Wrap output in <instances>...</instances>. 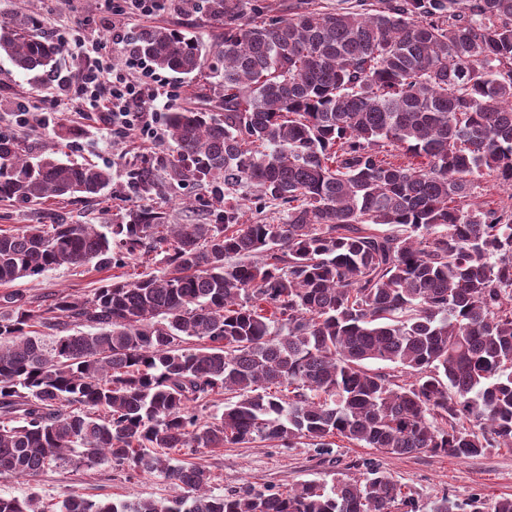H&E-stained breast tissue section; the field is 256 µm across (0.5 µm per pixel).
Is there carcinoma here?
<instances>
[{
  "label": "carcinoma",
  "instance_id": "1",
  "mask_svg": "<svg viewBox=\"0 0 512 512\" xmlns=\"http://www.w3.org/2000/svg\"><path fill=\"white\" fill-rule=\"evenodd\" d=\"M222 30L216 62L193 36L146 26L156 69L217 79L223 113L166 114L157 171L206 185L213 224H166L136 205L112 225L0 233V284L59 266H166L88 299L33 307L3 296L0 476L110 463L162 475L166 501L0 495V512H416L393 477L286 492L210 491L176 448L254 440L328 452L350 444L459 459L512 447V205L476 207V178L512 187V0L311 3L268 18L259 0H202ZM0 22V55L50 71L61 45ZM36 164L0 136V198H95L108 171ZM278 216L244 220L247 191ZM378 367L373 368L371 364ZM226 395L222 413L197 407Z\"/></svg>",
  "mask_w": 512,
  "mask_h": 512
}]
</instances>
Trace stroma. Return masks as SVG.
<instances>
[{"mask_svg": "<svg viewBox=\"0 0 512 512\" xmlns=\"http://www.w3.org/2000/svg\"><path fill=\"white\" fill-rule=\"evenodd\" d=\"M111 6L107 0H0V21L22 22L38 20L44 35L62 26L88 21L104 47H111V32L107 20ZM165 25L181 29L194 37L205 49H212L220 37L201 10L185 13L162 11L150 17L133 19L129 29L137 31L146 25ZM55 83L46 89L34 88L28 75L18 72L8 57L0 56V99L10 101L20 97L31 107H44L55 95ZM27 133L33 156L44 152L48 136L58 135L60 160L80 162L91 160L108 166L112 181L106 197L76 198L69 201H50L39 206L0 201V230L13 231L26 224L43 223L46 213L61 215L67 222L110 226L118 213L137 205L129 188V172L134 165L155 160L168 151L167 141L144 145L133 138L113 136L95 117L86 116L72 107L62 108L49 125L21 130L9 113L0 112V133ZM206 191L186 184L152 196V206L164 212L168 223L209 224L213 218L201 202ZM162 264L144 258L129 260L116 269L89 263L80 267H59L32 279L24 278L10 285H0V296L9 292L23 294L33 304H49L55 295L66 293L76 298L93 296L97 288L111 282L113 276L123 275L136 280L142 273H160ZM178 463L199 465L212 474L211 490L221 495L249 484L274 491H285L308 481L338 482L357 478L363 462L371 461L381 471L394 477L415 501L418 512H429L433 503L447 495L458 500L464 512L501 498H512V448H490L477 457L460 460L445 454L429 452L396 457L371 448L340 442L329 452L300 444L294 448H278L266 442H254L221 449H182L177 452ZM38 494L43 502L61 500L76 494L85 498L138 500L169 499L177 488L158 475L120 471L103 464L50 467L33 480L0 477V495L20 499Z\"/></svg>", "mask_w": 512, "mask_h": 512, "instance_id": "35a3bbf8", "label": "stroma"}]
</instances>
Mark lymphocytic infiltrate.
<instances>
[{
	"mask_svg": "<svg viewBox=\"0 0 512 512\" xmlns=\"http://www.w3.org/2000/svg\"><path fill=\"white\" fill-rule=\"evenodd\" d=\"M190 7L191 0H112V42L122 52L119 62L110 65L105 64L92 32L80 25L59 28L58 42L82 59L74 81H58L60 97L81 104L89 113H102L115 134L160 140L164 105L176 99L179 90L133 53L127 28L131 17H147L163 9L184 12Z\"/></svg>",
	"mask_w": 512,
	"mask_h": 512,
	"instance_id": "obj_1",
	"label": "lymphocytic infiltrate"
}]
</instances>
